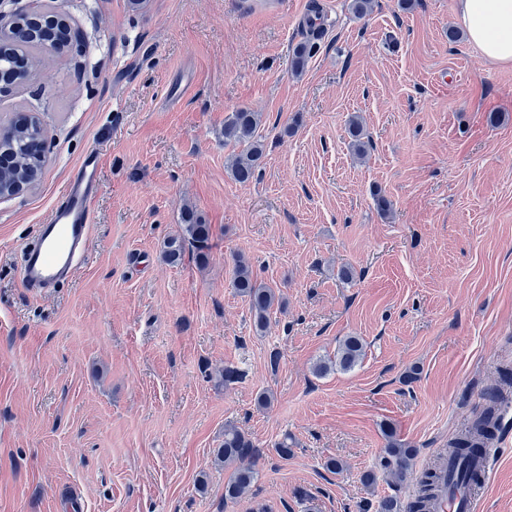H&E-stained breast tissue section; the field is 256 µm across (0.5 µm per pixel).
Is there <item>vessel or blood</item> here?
Returning a JSON list of instances; mask_svg holds the SVG:
<instances>
[{
    "instance_id": "vessel-or-blood-1",
    "label": "vessel or blood",
    "mask_w": 512,
    "mask_h": 512,
    "mask_svg": "<svg viewBox=\"0 0 512 512\" xmlns=\"http://www.w3.org/2000/svg\"><path fill=\"white\" fill-rule=\"evenodd\" d=\"M101 155L88 151L71 175L65 196L40 225L34 240L21 250V278L26 288L38 292L69 277L84 263L89 249L94 199L99 192ZM477 486L465 491L444 490L433 512H475Z\"/></svg>"
}]
</instances>
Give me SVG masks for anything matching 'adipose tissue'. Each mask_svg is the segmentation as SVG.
<instances>
[{
  "mask_svg": "<svg viewBox=\"0 0 512 512\" xmlns=\"http://www.w3.org/2000/svg\"><path fill=\"white\" fill-rule=\"evenodd\" d=\"M469 42L487 59L512 62V0H458Z\"/></svg>",
  "mask_w": 512,
  "mask_h": 512,
  "instance_id": "obj_1",
  "label": "adipose tissue"
}]
</instances>
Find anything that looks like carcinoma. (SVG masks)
Returning <instances> with one entry per match:
<instances>
[{
    "instance_id": "cac0c4a2",
    "label": "carcinoma",
    "mask_w": 512,
    "mask_h": 512,
    "mask_svg": "<svg viewBox=\"0 0 512 512\" xmlns=\"http://www.w3.org/2000/svg\"><path fill=\"white\" fill-rule=\"evenodd\" d=\"M314 17L308 21V30L302 42L293 49L291 72L295 76L303 73L308 59L312 57L317 42L324 36L325 28L319 23L321 7L311 3ZM262 125V113L248 109H239L224 121V141L233 142L240 147L229 163L231 175L240 184L246 185L255 178L261 169L265 157V144L259 129ZM349 130L354 140L357 154L366 151L363 141V124L358 116L350 120ZM41 131L34 123L22 124L11 118L5 135L0 138V185L5 187L19 180L26 183L35 182L37 164L35 157L41 152ZM210 236V225L201 222L194 210L184 212L181 234L173 236L164 243L163 258L171 264L182 258L185 243L193 242L198 246L197 259L204 263L208 260L206 243ZM233 287L239 294L248 298L258 330L265 326L268 312L280 301L277 289L257 283L250 263L243 257L235 262ZM364 352L363 341L357 336H347L341 342L333 361H320L314 371L318 375L333 368L343 371L353 369ZM488 407L484 414L472 426L462 430L448 443L447 456L451 457L454 471L449 478L457 485L469 486L479 482L480 474L473 466L472 452L476 448L487 449L496 439L499 418L498 406L507 401L503 389L499 388L488 395ZM387 439V448L380 458L379 468L387 474L392 484L398 486L407 477L415 449L408 448L395 437L393 428L382 427ZM216 459L221 463L236 465L232 479L224 486V498L230 500L249 496L257 477L255 469L256 453L248 436L235 426L224 428V443L216 452ZM439 475L434 469H427L419 477L418 492L407 504L390 497L382 500L379 512H427V503L433 497L438 486Z\"/></svg>"
}]
</instances>
